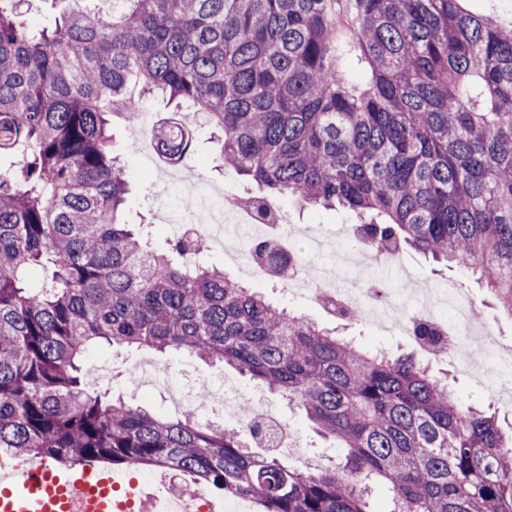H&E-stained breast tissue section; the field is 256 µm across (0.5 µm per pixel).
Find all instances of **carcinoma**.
I'll use <instances>...</instances> for the list:
<instances>
[{
	"instance_id": "cac0c4a2",
	"label": "carcinoma",
	"mask_w": 512,
	"mask_h": 512,
	"mask_svg": "<svg viewBox=\"0 0 512 512\" xmlns=\"http://www.w3.org/2000/svg\"><path fill=\"white\" fill-rule=\"evenodd\" d=\"M0 0V453L190 473L259 512H512V436L409 355L364 347L129 224L111 118L193 108L154 132L177 164L220 131L216 170L344 211L367 253L453 263L512 316V19L467 0H63L53 28ZM252 258L273 288L295 256ZM33 267L41 282L28 283ZM445 354L448 336L415 322ZM185 349L288 397L338 463L250 451L256 427L170 419L88 385V346Z\"/></svg>"
}]
</instances>
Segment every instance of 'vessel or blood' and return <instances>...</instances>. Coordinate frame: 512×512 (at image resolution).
Returning a JSON list of instances; mask_svg holds the SVG:
<instances>
[{
  "instance_id": "1",
  "label": "vessel or blood",
  "mask_w": 512,
  "mask_h": 512,
  "mask_svg": "<svg viewBox=\"0 0 512 512\" xmlns=\"http://www.w3.org/2000/svg\"><path fill=\"white\" fill-rule=\"evenodd\" d=\"M125 482V475L92 465L59 469L43 462L22 473H0V512H162L158 490L171 486L169 476L153 487L134 483L126 494L117 493Z\"/></svg>"
}]
</instances>
